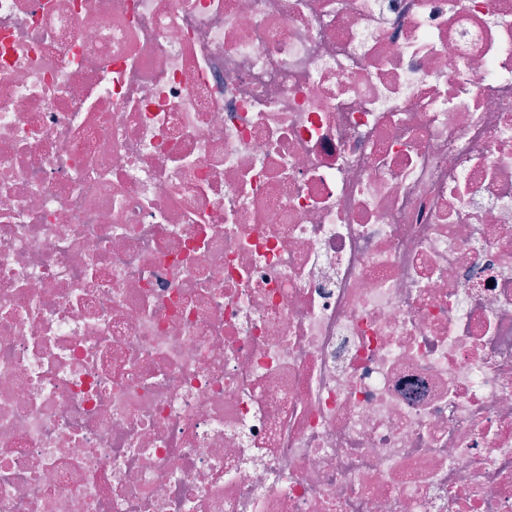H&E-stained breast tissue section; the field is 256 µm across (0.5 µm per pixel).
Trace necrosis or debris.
Wrapping results in <instances>:
<instances>
[{
    "instance_id": "necrosis-or-debris-1",
    "label": "necrosis or debris",
    "mask_w": 512,
    "mask_h": 512,
    "mask_svg": "<svg viewBox=\"0 0 512 512\" xmlns=\"http://www.w3.org/2000/svg\"><path fill=\"white\" fill-rule=\"evenodd\" d=\"M0 512H512V0H0Z\"/></svg>"
}]
</instances>
